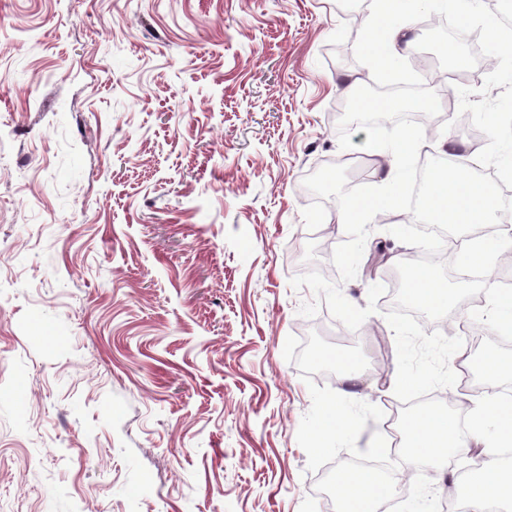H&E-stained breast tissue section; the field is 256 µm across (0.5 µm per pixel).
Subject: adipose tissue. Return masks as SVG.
Segmentation results:
<instances>
[{
	"instance_id": "ef3b65f1",
	"label": "adipose tissue",
	"mask_w": 512,
	"mask_h": 512,
	"mask_svg": "<svg viewBox=\"0 0 512 512\" xmlns=\"http://www.w3.org/2000/svg\"><path fill=\"white\" fill-rule=\"evenodd\" d=\"M491 418L496 419L499 433L469 495L468 508L470 512H483L489 501L511 500L512 468H503L499 449L512 445V406L499 400L488 399L473 406L469 413V433L465 436L459 433L456 419L447 409L432 408L421 414L407 430L404 464L444 462L451 449L483 442L484 425Z\"/></svg>"
}]
</instances>
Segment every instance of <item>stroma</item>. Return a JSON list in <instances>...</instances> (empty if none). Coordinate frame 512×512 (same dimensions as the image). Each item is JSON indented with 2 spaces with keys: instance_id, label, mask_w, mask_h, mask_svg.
Listing matches in <instances>:
<instances>
[{
  "instance_id": "35a3bbf8",
  "label": "stroma",
  "mask_w": 512,
  "mask_h": 512,
  "mask_svg": "<svg viewBox=\"0 0 512 512\" xmlns=\"http://www.w3.org/2000/svg\"><path fill=\"white\" fill-rule=\"evenodd\" d=\"M336 4L0 0V512H326L284 343L352 340L369 366L331 389L396 402L382 282L351 260L412 250L302 191L331 157L329 195L368 202L392 163L330 128L372 75ZM493 49L425 158L512 172V133L460 120L512 116V35ZM442 475L397 467L386 512H444Z\"/></svg>"
}]
</instances>
